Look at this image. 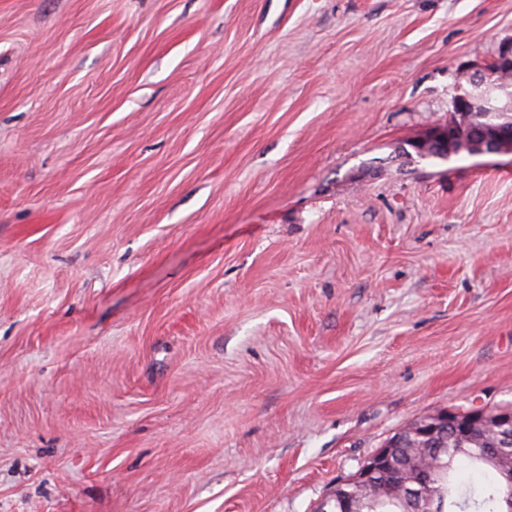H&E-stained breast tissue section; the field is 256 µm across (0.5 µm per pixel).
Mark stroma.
<instances>
[{
    "label": "stroma",
    "instance_id": "1",
    "mask_svg": "<svg viewBox=\"0 0 512 512\" xmlns=\"http://www.w3.org/2000/svg\"><path fill=\"white\" fill-rule=\"evenodd\" d=\"M512 0H0V512H316L512 406V156L422 159Z\"/></svg>",
    "mask_w": 512,
    "mask_h": 512
}]
</instances>
